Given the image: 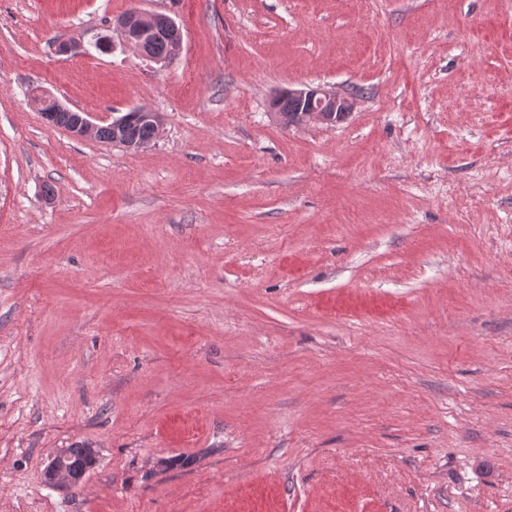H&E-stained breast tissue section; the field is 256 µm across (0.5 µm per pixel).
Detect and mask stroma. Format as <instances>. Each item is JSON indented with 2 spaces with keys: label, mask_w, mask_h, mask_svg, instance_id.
Segmentation results:
<instances>
[{
  "label": "stroma",
  "mask_w": 512,
  "mask_h": 512,
  "mask_svg": "<svg viewBox=\"0 0 512 512\" xmlns=\"http://www.w3.org/2000/svg\"><path fill=\"white\" fill-rule=\"evenodd\" d=\"M0 512H512V0H0ZM108 31L110 34L106 35L105 42L112 49L119 44L125 48L134 49L139 54L157 63H171L172 59L180 55L183 48L181 29L173 19L165 15L146 13L138 8H133L116 21H112V26H109ZM158 32L165 33L171 42L169 55L162 56L161 58L149 55V51L153 55L165 53L164 35H159L151 44ZM108 46L97 42L94 43L95 49L101 53L107 52ZM275 98L276 96L270 103L271 109L280 115L278 116L279 121L289 128L301 127L310 123L327 125L337 123L348 116L356 104V98L352 96L308 85H303L300 88H288V95H280L276 101L280 112L273 104ZM292 100L296 101L298 105ZM295 112H299L297 118L288 125V117ZM49 101H52L55 104L56 111L60 109L66 108L58 98H55L48 93H44L43 96L35 99V104L39 112L43 114V118L45 121H48L49 114L43 110V107L47 105ZM76 115L75 111L72 112H54V116L52 118V124L55 126H60L63 128H67L71 122L73 121ZM101 126L93 123L90 120V113L87 112H79L69 127V132L75 138L81 139L85 137H97L104 142H109L111 139L112 131V140L109 142L113 146L125 148L127 150H140L146 148L148 145H139L134 146L130 145L126 140V127H125V119L123 116L120 118L113 119L112 123L109 126H104L100 129ZM99 134H98V130ZM112 129V130H111ZM138 116L129 117V138L137 143H147L154 137L155 129L152 123L143 121L142 118L155 121L157 136L162 126V118L159 113L147 107H135L131 109ZM142 117V118H141ZM156 136V137H157ZM86 448H88V446L85 444L76 445L74 448H67L66 451L59 452L51 458L42 473L44 483L59 489L68 490L72 488L75 485V478L68 467H66V453L68 463L72 464V466H76L77 469Z\"/></svg>",
  "instance_id": "stroma-1"
}]
</instances>
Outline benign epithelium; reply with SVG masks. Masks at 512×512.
Returning a JSON list of instances; mask_svg holds the SVG:
<instances>
[{"label":"benign epithelium","instance_id":"obj_1","mask_svg":"<svg viewBox=\"0 0 512 512\" xmlns=\"http://www.w3.org/2000/svg\"><path fill=\"white\" fill-rule=\"evenodd\" d=\"M163 32L171 42L170 53L152 61L169 64L177 58L183 48V35L176 22L165 16L146 13L133 8L112 22L106 42L109 47L121 45L136 50L143 56H149V46L154 36ZM288 98L297 102V118L289 126L301 127L310 123L333 124L343 120L353 111L356 98L344 94L327 91L319 87L305 85L300 88L288 89ZM113 131L111 144L127 150H140L142 146H134L126 141L125 119L115 118L110 124ZM100 126L90 120V113L80 112L69 127L75 138L98 136ZM66 453L59 452L44 469V483L59 489L68 490L75 485L72 472L66 467Z\"/></svg>","mask_w":512,"mask_h":512}]
</instances>
